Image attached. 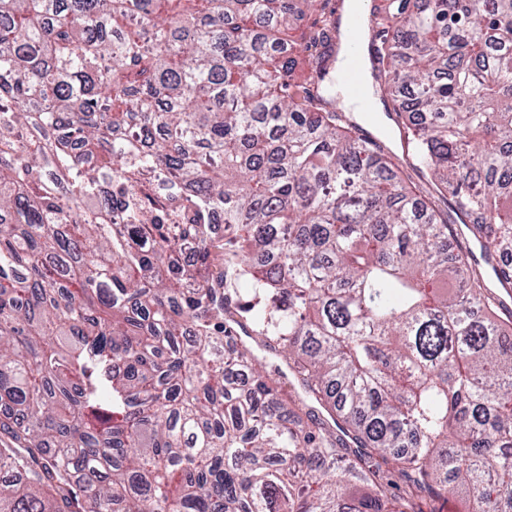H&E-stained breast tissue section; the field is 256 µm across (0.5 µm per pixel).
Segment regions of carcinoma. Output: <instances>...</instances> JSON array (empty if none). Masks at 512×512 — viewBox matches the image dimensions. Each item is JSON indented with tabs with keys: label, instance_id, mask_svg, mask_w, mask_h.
Wrapping results in <instances>:
<instances>
[{
	"label": "carcinoma",
	"instance_id": "carcinoma-1",
	"mask_svg": "<svg viewBox=\"0 0 512 512\" xmlns=\"http://www.w3.org/2000/svg\"><path fill=\"white\" fill-rule=\"evenodd\" d=\"M327 3L0 0V512H512V0H373L405 159ZM332 94L334 95L333 97H335L339 102L342 103L341 108L350 117H353L352 116L353 112H377V113H379L378 114V121H379L378 127L383 130L387 129V120L384 117V115L382 114L383 108L380 105L378 98L376 96L373 95L372 105L366 104L364 106L358 105L355 101H352L347 98V106L352 110V112H351L344 104V95L342 94L341 91H337V92L332 91Z\"/></svg>",
	"mask_w": 512,
	"mask_h": 512
}]
</instances>
